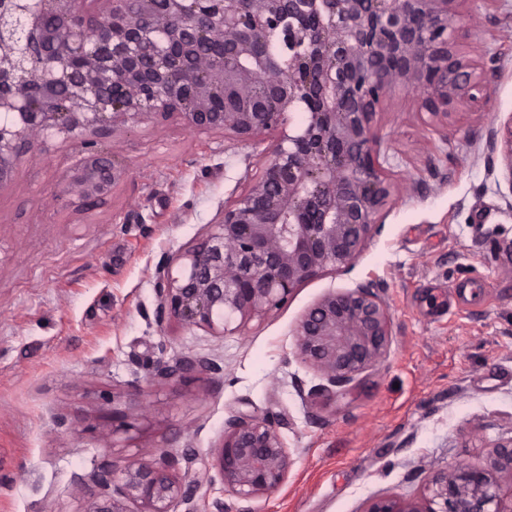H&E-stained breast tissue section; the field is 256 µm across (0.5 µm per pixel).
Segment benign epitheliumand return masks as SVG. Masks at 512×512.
<instances>
[{"label":"benign epithelium","instance_id":"1","mask_svg":"<svg viewBox=\"0 0 512 512\" xmlns=\"http://www.w3.org/2000/svg\"><path fill=\"white\" fill-rule=\"evenodd\" d=\"M0 0V189L53 143L81 158L72 192L90 207L128 167L102 148L117 128L178 116L195 132L273 137L267 160L217 224L156 268V321L240 330L288 301L303 282L346 268L390 209L393 172L376 148L374 118L395 91L419 90L417 112L438 132L486 95L461 48L455 0ZM300 111L293 133L286 114ZM512 176V119L500 128ZM178 270H173V264ZM298 355L344 387L387 353L391 321L374 289L329 292L302 316ZM162 381L217 371L206 355L157 360ZM221 492L252 501L292 465L270 417L228 421L213 449ZM163 462L104 464L75 478L85 512H200L215 477ZM512 436L481 465L435 475L418 499L384 495L363 512H503Z\"/></svg>","mask_w":512,"mask_h":512}]
</instances>
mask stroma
<instances>
[{
    "label": "stroma",
    "instance_id": "obj_1",
    "mask_svg": "<svg viewBox=\"0 0 512 512\" xmlns=\"http://www.w3.org/2000/svg\"><path fill=\"white\" fill-rule=\"evenodd\" d=\"M463 45L485 103L424 124L417 92L375 118L396 176L393 204L350 267L302 283L235 333L156 323L157 266L197 242L269 150L198 134L173 119L118 129L106 146L129 175L85 208L71 193L67 143L22 163L0 189V512H83L76 476L107 462L182 449L211 467L227 422L271 415L293 464L282 486L224 512H363L382 495L417 498L431 477L482 463L512 435V174L492 136L512 120V0H458ZM363 284L388 305L387 355L323 390L297 354L302 314ZM167 356L202 354L215 372L165 384ZM135 416L113 431L112 411Z\"/></svg>",
    "mask_w": 512,
    "mask_h": 512
}]
</instances>
